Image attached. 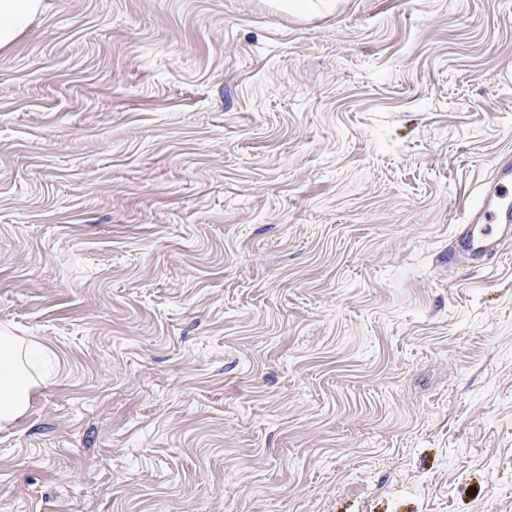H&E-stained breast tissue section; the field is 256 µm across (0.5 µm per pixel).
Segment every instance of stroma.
Listing matches in <instances>:
<instances>
[{"label": "stroma", "mask_w": 512, "mask_h": 512, "mask_svg": "<svg viewBox=\"0 0 512 512\" xmlns=\"http://www.w3.org/2000/svg\"><path fill=\"white\" fill-rule=\"evenodd\" d=\"M512 0H43L0 50V512H512ZM280 10L302 18L323 16L336 8L335 0H275ZM512 189V163L501 162L494 170L493 186L482 205L471 208L465 224L457 227L453 246L479 258L488 251H501L511 244V238L502 231L497 220L510 218V198ZM54 353L26 336L0 331V430L12 429L31 413L47 378L41 367Z\"/></svg>", "instance_id": "obj_1"}]
</instances>
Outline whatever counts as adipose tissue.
Wrapping results in <instances>:
<instances>
[{
	"label": "adipose tissue",
	"instance_id": "1",
	"mask_svg": "<svg viewBox=\"0 0 512 512\" xmlns=\"http://www.w3.org/2000/svg\"><path fill=\"white\" fill-rule=\"evenodd\" d=\"M42 0H0V50L13 47L42 11ZM53 353L42 344L0 331V430L12 429L31 413L47 383L42 371Z\"/></svg>",
	"mask_w": 512,
	"mask_h": 512
}]
</instances>
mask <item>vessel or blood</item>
Here are the masks:
<instances>
[{"instance_id": "obj_1", "label": "vessel or blood", "mask_w": 512, "mask_h": 512, "mask_svg": "<svg viewBox=\"0 0 512 512\" xmlns=\"http://www.w3.org/2000/svg\"><path fill=\"white\" fill-rule=\"evenodd\" d=\"M512 218V162L503 161L494 170L493 186L482 205L470 209L467 221L458 225L453 246L478 258L494 249L512 245L502 231L503 220Z\"/></svg>"}]
</instances>
